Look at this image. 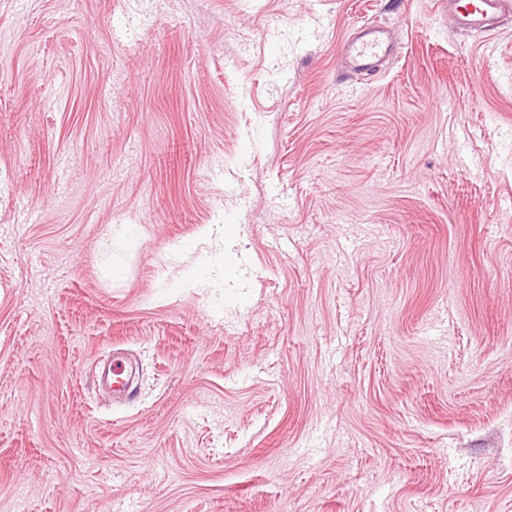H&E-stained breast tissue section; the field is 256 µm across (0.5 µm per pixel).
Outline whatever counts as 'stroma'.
<instances>
[{"mask_svg":"<svg viewBox=\"0 0 512 512\" xmlns=\"http://www.w3.org/2000/svg\"><path fill=\"white\" fill-rule=\"evenodd\" d=\"M0 512H512V23L0 0ZM358 35L345 41L340 49V66L349 71H364L373 67L380 56L391 51L388 30L375 22H363Z\"/></svg>","mask_w":512,"mask_h":512,"instance_id":"35a3bbf8","label":"stroma"}]
</instances>
